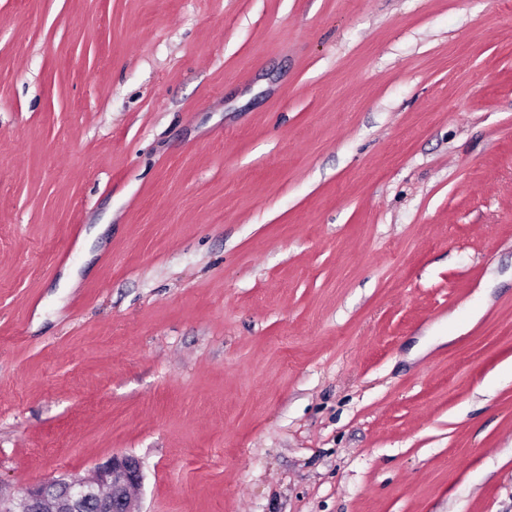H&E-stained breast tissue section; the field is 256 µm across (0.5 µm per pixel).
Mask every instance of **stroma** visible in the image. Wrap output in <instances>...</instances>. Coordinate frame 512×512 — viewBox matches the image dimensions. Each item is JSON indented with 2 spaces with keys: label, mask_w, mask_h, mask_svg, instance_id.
I'll return each instance as SVG.
<instances>
[{
  "label": "stroma",
  "mask_w": 512,
  "mask_h": 512,
  "mask_svg": "<svg viewBox=\"0 0 512 512\" xmlns=\"http://www.w3.org/2000/svg\"><path fill=\"white\" fill-rule=\"evenodd\" d=\"M115 454L512 512V0H0V491Z\"/></svg>",
  "instance_id": "obj_1"
}]
</instances>
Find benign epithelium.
Here are the masks:
<instances>
[{"instance_id": "7a95c632", "label": "benign epithelium", "mask_w": 512, "mask_h": 512, "mask_svg": "<svg viewBox=\"0 0 512 512\" xmlns=\"http://www.w3.org/2000/svg\"><path fill=\"white\" fill-rule=\"evenodd\" d=\"M143 480L139 459L114 456L82 479L52 477L22 490L18 497L0 494V512H136L133 492Z\"/></svg>"}]
</instances>
